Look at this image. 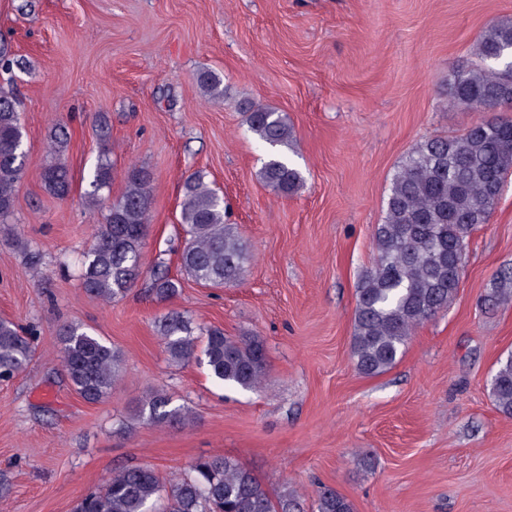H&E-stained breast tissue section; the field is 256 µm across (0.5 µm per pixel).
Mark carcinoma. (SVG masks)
<instances>
[{"label": "carcinoma", "mask_w": 512, "mask_h": 512, "mask_svg": "<svg viewBox=\"0 0 512 512\" xmlns=\"http://www.w3.org/2000/svg\"><path fill=\"white\" fill-rule=\"evenodd\" d=\"M476 62L454 73L450 103L476 112H495L463 134L431 138L412 148L395 170L383 222L374 234L376 257L359 282L354 313L352 354L357 370L375 376L401 358L413 332L454 299L464 268L469 237L488 222L512 171V20L488 25L477 40ZM202 92L224 96L214 74L198 75ZM246 122L260 142L274 149L293 137L288 115L247 103ZM23 126L19 101L0 87V220L13 214L17 183L23 170ZM67 131L58 127L49 145L52 160L43 170L45 188L58 198L71 191V175L63 157ZM260 180L274 193L290 196L305 185L301 171L273 154L259 171ZM112 182L108 151L99 159L87 198L99 202L100 191ZM125 189L112 200L100 223L92 228L91 245L82 269V287L105 302L124 297L139 280L141 250L150 226L152 173L132 166ZM180 225L184 246L182 270L196 281L222 286L239 281L244 272L245 242L226 223L224 199L200 174L188 176ZM512 271L503 270L491 298L512 301ZM150 291L161 300L178 293L164 265L152 273ZM169 359L188 363L196 357L197 338L190 321L172 311L160 322ZM203 354L212 380L230 389L255 391L268 378L263 341L257 337L224 335L208 328ZM60 358L76 392L96 402L120 381L121 352L77 325L60 330ZM33 336L14 323L0 320V381L22 372L31 360ZM489 396L498 411L512 415V354L498 361L488 381ZM135 419L152 424H184L191 419L183 406L154 391L140 401ZM164 512H305V500L290 487L271 492L254 473L235 460L201 458L191 474L164 481L154 467L143 464L112 474L104 488L80 497L74 512H153L159 501ZM312 512H354L351 501L331 487L315 491Z\"/></svg>", "instance_id": "1"}]
</instances>
